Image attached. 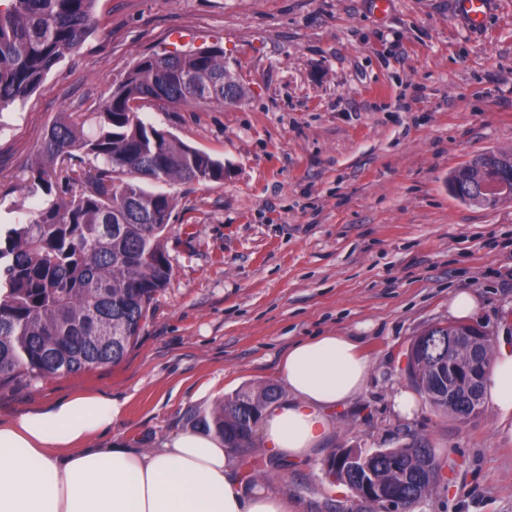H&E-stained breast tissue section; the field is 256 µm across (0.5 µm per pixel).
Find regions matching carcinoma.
<instances>
[{
    "label": "carcinoma",
    "mask_w": 512,
    "mask_h": 512,
    "mask_svg": "<svg viewBox=\"0 0 512 512\" xmlns=\"http://www.w3.org/2000/svg\"><path fill=\"white\" fill-rule=\"evenodd\" d=\"M6 2L0 8V112L34 92L98 26L95 0ZM226 87L237 101L245 98L243 84L224 66L221 47L153 54L114 86L92 132L69 116L46 130L27 177L28 192L39 202L0 235V386L124 357L171 275L163 238L173 201L144 188L141 179L224 180L223 162L147 122L142 105L224 104ZM501 174L512 176L511 150L475 155L454 170L449 189L466 191L468 202L477 205L481 187ZM424 335L440 340L421 354L408 352V380L419 392H434L429 403L436 409L461 416L471 408L465 385L448 398L435 363L462 358L465 350L448 351L446 325ZM280 395L273 383L245 385L188 421L222 436L228 448H249L263 410ZM367 464L408 508L436 485L430 474L441 471L433 449L422 441L380 452ZM333 466V457L324 460L328 479ZM333 482L363 498L358 471Z\"/></svg>",
    "instance_id": "carcinoma-1"
}]
</instances>
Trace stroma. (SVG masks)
Listing matches in <instances>:
<instances>
[{"label":"stroma","instance_id":"stroma-1","mask_svg":"<svg viewBox=\"0 0 512 512\" xmlns=\"http://www.w3.org/2000/svg\"><path fill=\"white\" fill-rule=\"evenodd\" d=\"M98 30L20 104L0 114V227L36 201L24 167L66 114L93 120L142 57L213 45L248 95L234 105L142 112L223 161L207 185L145 181L174 203L170 279L124 358L0 388V420L72 393L123 402L112 435L150 448L187 416L241 386L279 383L294 342L353 337L370 365L361 393L333 413L332 438L274 467L263 444L239 453L298 512H375L319 464L337 448L375 451L422 438L443 465L413 512H512V437L484 409L449 419L412 392L413 340L454 323L453 292L473 323L512 345V201L466 204L452 171L512 150V0H493L481 31L455 0H96Z\"/></svg>","mask_w":512,"mask_h":512}]
</instances>
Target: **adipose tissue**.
I'll use <instances>...</instances> for the list:
<instances>
[{
	"label": "adipose tissue",
	"instance_id": "1",
	"mask_svg": "<svg viewBox=\"0 0 512 512\" xmlns=\"http://www.w3.org/2000/svg\"><path fill=\"white\" fill-rule=\"evenodd\" d=\"M369 363L349 337L299 341L280 364L286 394L257 428L274 459L299 460L331 436L333 411L365 386ZM490 407L512 423V348L500 346L486 382ZM123 412L97 394L69 395L0 423V512H295L251 484L215 433L173 432L156 447L105 442Z\"/></svg>",
	"mask_w": 512,
	"mask_h": 512
}]
</instances>
